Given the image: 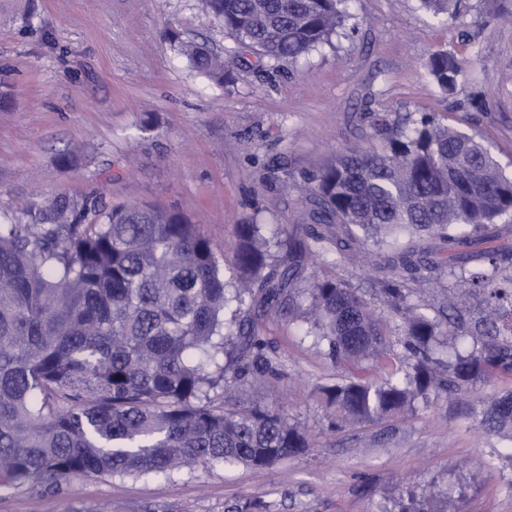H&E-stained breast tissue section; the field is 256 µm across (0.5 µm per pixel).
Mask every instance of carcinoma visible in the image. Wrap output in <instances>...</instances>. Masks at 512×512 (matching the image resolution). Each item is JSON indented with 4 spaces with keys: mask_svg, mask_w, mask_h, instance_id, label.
I'll return each instance as SVG.
<instances>
[{
    "mask_svg": "<svg viewBox=\"0 0 512 512\" xmlns=\"http://www.w3.org/2000/svg\"><path fill=\"white\" fill-rule=\"evenodd\" d=\"M350 0H201L224 31L262 61H295L332 41ZM456 20L468 0H418ZM193 68L224 83V58L169 32ZM445 94L465 64L446 51L426 66ZM315 223L271 251L261 224L236 225L223 260L198 225L148 203L109 210L86 200L34 202L27 223L0 224V486L61 490L78 475L162 477L195 465L266 469L312 447L259 401L228 394L282 375L256 319L304 309L310 332L347 375L322 387L336 422H381L441 393L462 395L512 372V249L493 245L512 224V177L481 138L425 114L406 130L384 113L369 146L311 175ZM491 246L462 251L473 241ZM448 245L440 255L434 243ZM381 263L377 309L343 279L302 268L337 265L355 246ZM448 277L484 315L442 320L412 296ZM398 336L400 340L392 341ZM512 437V394L485 412Z\"/></svg>",
    "mask_w": 512,
    "mask_h": 512,
    "instance_id": "obj_1",
    "label": "carcinoma"
}]
</instances>
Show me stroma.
Wrapping results in <instances>:
<instances>
[{"mask_svg": "<svg viewBox=\"0 0 512 512\" xmlns=\"http://www.w3.org/2000/svg\"><path fill=\"white\" fill-rule=\"evenodd\" d=\"M345 37L295 61L259 65L199 0H0V224H21L35 198L104 207L149 203L198 224L229 254L236 225L274 240L310 223L298 186L366 142L369 113H430L479 134L512 176V0H470L453 22L417 0H352ZM226 61L223 84L190 68L167 30ZM465 61L453 94L430 56ZM284 374L264 397L313 446L262 473L199 466L170 479L76 476L62 491L0 488V512H230L258 498L270 512H398L411 490L433 512H512V459L475 425L471 407L512 393V373L467 399L376 424L330 426L322 386L342 378L323 343L287 308L261 317ZM454 487L453 499L441 491Z\"/></svg>", "mask_w": 512, "mask_h": 512, "instance_id": "obj_1", "label": "stroma"}]
</instances>
